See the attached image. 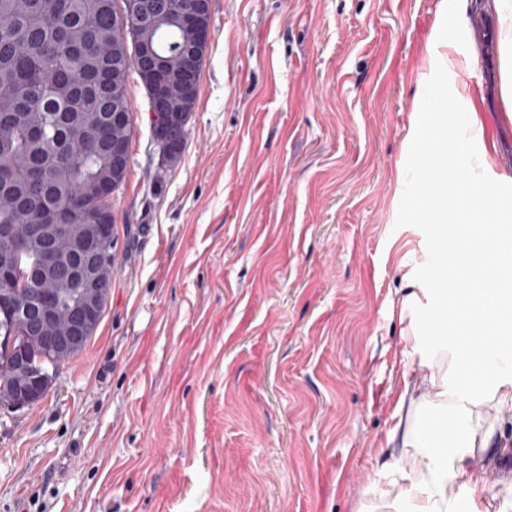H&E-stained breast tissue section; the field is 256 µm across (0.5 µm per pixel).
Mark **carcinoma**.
Returning a JSON list of instances; mask_svg holds the SVG:
<instances>
[{"label":"carcinoma","instance_id":"obj_1","mask_svg":"<svg viewBox=\"0 0 512 512\" xmlns=\"http://www.w3.org/2000/svg\"><path fill=\"white\" fill-rule=\"evenodd\" d=\"M120 3L133 35L161 50L168 97L197 91L204 54L187 60L196 40L177 0H0V225L39 224L47 213L72 224L76 200L89 212L112 214L102 186L123 183L127 172L112 166V117L118 106L130 110L126 81H112V71L128 67L125 36L115 27ZM153 129L171 137L169 159L178 158L187 125ZM30 288L0 283V406L14 398L19 354L26 376L47 392L90 341L66 354L46 346L30 325ZM80 301V289H60L59 317Z\"/></svg>","mask_w":512,"mask_h":512}]
</instances>
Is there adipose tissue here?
Wrapping results in <instances>:
<instances>
[{"instance_id": "obj_1", "label": "adipose tissue", "mask_w": 512, "mask_h": 512, "mask_svg": "<svg viewBox=\"0 0 512 512\" xmlns=\"http://www.w3.org/2000/svg\"><path fill=\"white\" fill-rule=\"evenodd\" d=\"M502 49V97L512 110V0H493ZM415 223L433 217L441 239L454 243L444 268L454 283L448 306L431 311L443 324L441 340L432 347L431 371L418 378L403 374L396 407L398 420L389 434L400 443L383 469L409 484L403 501L391 512H457L467 501L469 512H492L482 480L450 484L459 473L467 448H491L495 424L480 412L486 403L512 412V196L482 189L473 170L410 202ZM481 252L496 255L478 267Z\"/></svg>"}]
</instances>
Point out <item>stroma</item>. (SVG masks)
Here are the masks:
<instances>
[{
    "instance_id": "stroma-1",
    "label": "stroma",
    "mask_w": 512,
    "mask_h": 512,
    "mask_svg": "<svg viewBox=\"0 0 512 512\" xmlns=\"http://www.w3.org/2000/svg\"><path fill=\"white\" fill-rule=\"evenodd\" d=\"M478 2L210 0L175 160L130 76L108 301L47 396L0 409V512H388L401 374L427 371L392 299L438 240L407 216L430 190L414 124L464 141V167L493 135L512 195L498 38L473 51L455 21ZM450 54L476 59L482 133ZM484 416L498 451L464 465L510 503L512 417Z\"/></svg>"
}]
</instances>
